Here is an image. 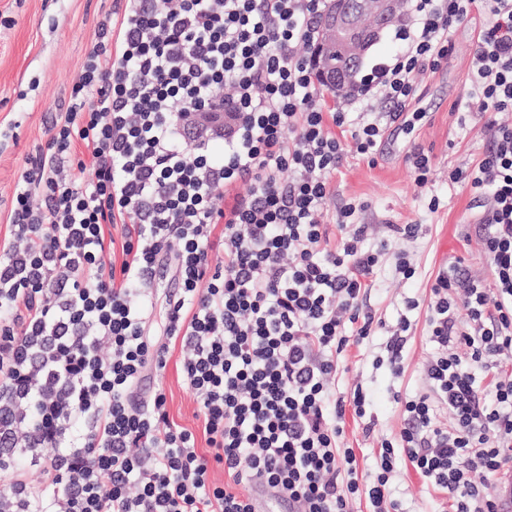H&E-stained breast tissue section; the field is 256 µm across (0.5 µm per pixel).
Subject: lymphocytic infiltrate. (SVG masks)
<instances>
[{
    "instance_id": "f902f5d3",
    "label": "lymphocytic infiltrate",
    "mask_w": 512,
    "mask_h": 512,
    "mask_svg": "<svg viewBox=\"0 0 512 512\" xmlns=\"http://www.w3.org/2000/svg\"><path fill=\"white\" fill-rule=\"evenodd\" d=\"M324 8L126 0L117 44L111 19L99 23L0 242V512H251L257 477L304 512H351L360 496L369 512H401L390 487L400 458L452 512H499L491 480L512 463V374L499 373L512 354V126L490 123V152L449 174L489 195L493 280L456 265L437 277L423 385L369 482L339 445L347 408L364 415L366 395L358 387L344 400L331 382L344 348L371 334L361 308L379 256L362 248L370 227L353 222L355 204L339 210L338 242L320 216L347 152L372 155L388 128L411 129L417 75L438 69L452 24L471 11L491 19L472 60V110L512 111V0H409L400 49L360 79L352 123L324 110L298 53L315 43ZM228 82L234 95L216 98ZM218 133L215 158L207 141ZM86 168L89 181L77 182ZM240 181L250 196L217 206L215 192ZM166 260L179 289L152 336L138 300ZM173 349L197 432L171 419L163 391L137 398ZM491 371L481 388L478 373ZM215 464L227 483L210 481Z\"/></svg>"
}]
</instances>
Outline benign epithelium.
Wrapping results in <instances>:
<instances>
[{"label":"benign epithelium","mask_w":512,"mask_h":512,"mask_svg":"<svg viewBox=\"0 0 512 512\" xmlns=\"http://www.w3.org/2000/svg\"><path fill=\"white\" fill-rule=\"evenodd\" d=\"M405 0H330L320 31L323 46L359 64L369 42L398 20ZM354 68L323 67L324 81L331 87L348 85Z\"/></svg>","instance_id":"obj_1"}]
</instances>
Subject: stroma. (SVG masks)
Here are the masks:
<instances>
[{
	"mask_svg": "<svg viewBox=\"0 0 512 512\" xmlns=\"http://www.w3.org/2000/svg\"><path fill=\"white\" fill-rule=\"evenodd\" d=\"M122 0H0V240L8 232L16 186L29 158L46 149L50 128L66 112L73 83L81 74L105 16L120 17ZM485 15L471 13L449 31L450 49L441 66L420 75L409 106L420 113L411 132H386L374 157L346 154L332 178V196L322 215L331 238L338 240L336 213L346 204H364L359 220L375 225L377 236L365 241L368 249L387 242L372 275L364 309L374 317V333L359 345H349L346 367L332 383L337 395L349 396L355 387L367 395L366 413L347 412L340 445L354 449L358 471L377 469L378 450L405 425L402 398L414 396L432 347L428 341V305L437 276L454 263L483 283H491L482 242L483 208L474 203L470 187L452 182L455 168L471 169L492 146L484 118L471 114L473 52ZM427 155L433 172L426 186H417L408 159L411 150ZM437 210H430L431 199ZM396 224H415L416 237L393 232ZM405 254L415 268L412 278L395 270L396 254ZM142 304L152 333H160L163 310L175 287L171 269L157 267L147 277ZM417 300L407 310V300ZM410 328L402 352L403 371L393 375L385 343L400 317ZM167 397L171 418L197 428V405L177 373L175 362L152 378ZM393 493L405 512H445L438 493L410 464L398 462Z\"/></svg>",
	"mask_w": 512,
	"mask_h": 512,
	"instance_id": "35a3bbf8",
	"label": "stroma"
}]
</instances>
